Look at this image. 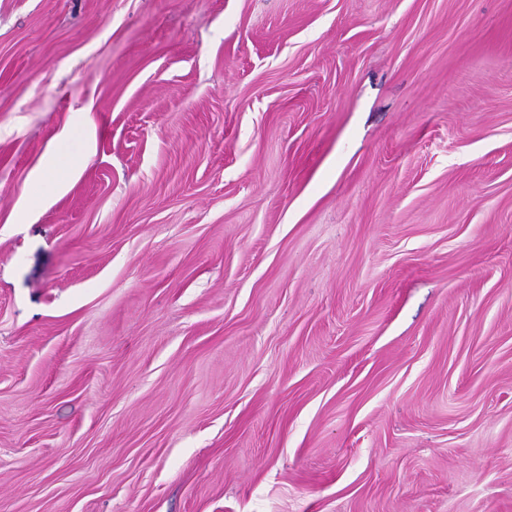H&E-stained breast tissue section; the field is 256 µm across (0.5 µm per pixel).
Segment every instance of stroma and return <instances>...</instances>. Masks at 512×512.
<instances>
[{"label":"stroma","instance_id":"1","mask_svg":"<svg viewBox=\"0 0 512 512\" xmlns=\"http://www.w3.org/2000/svg\"><path fill=\"white\" fill-rule=\"evenodd\" d=\"M0 512H512V0H0Z\"/></svg>","mask_w":512,"mask_h":512}]
</instances>
